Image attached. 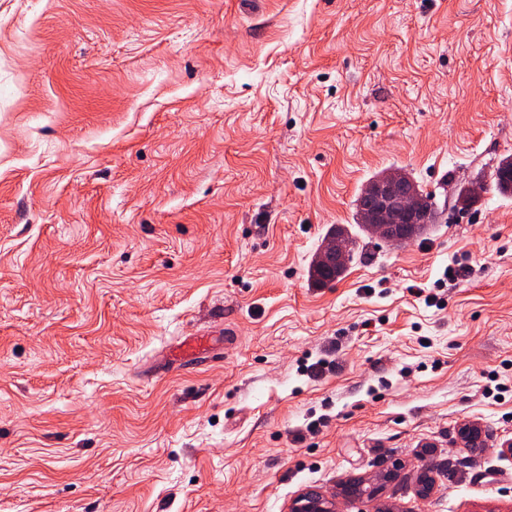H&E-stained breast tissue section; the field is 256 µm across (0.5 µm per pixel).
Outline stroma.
<instances>
[{"mask_svg": "<svg viewBox=\"0 0 512 512\" xmlns=\"http://www.w3.org/2000/svg\"><path fill=\"white\" fill-rule=\"evenodd\" d=\"M511 154L512 0H0V512H512ZM490 189L503 196L512 195V156L499 161L490 175ZM392 168L393 167L388 169ZM403 171L393 169L384 172L378 177V187L380 192L378 197H376V201L379 203L382 209V215L386 223L369 224L371 234L395 244L407 243L411 242V240L407 238H395L390 236L389 227L386 224H391L389 222L393 220V209L401 208L407 211L415 212L420 209V203L424 206L425 212L429 214V223L416 224L412 227L403 229V231L412 235L413 239L421 237L431 228V226H433V224L437 223L436 220L438 214L435 208V202L433 201L432 194L425 192L421 186L417 184L413 179H411V177L405 171V189L409 193H413L419 196L420 202L416 197L408 194L399 195L398 197L394 196L393 191L396 190L397 185L403 175ZM292 512H336L335 496H327L317 489H306L294 499Z\"/></svg>", "mask_w": 512, "mask_h": 512, "instance_id": "obj_1", "label": "stroma"}]
</instances>
